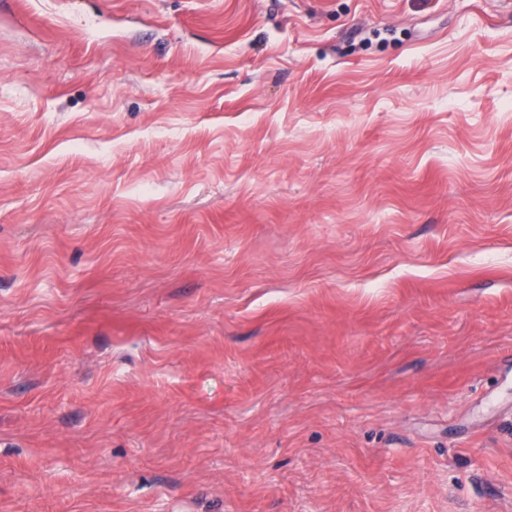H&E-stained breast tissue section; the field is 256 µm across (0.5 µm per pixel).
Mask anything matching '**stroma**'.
I'll return each instance as SVG.
<instances>
[{
    "label": "stroma",
    "instance_id": "stroma-1",
    "mask_svg": "<svg viewBox=\"0 0 512 512\" xmlns=\"http://www.w3.org/2000/svg\"><path fill=\"white\" fill-rule=\"evenodd\" d=\"M0 512H512V7L0 0Z\"/></svg>",
    "mask_w": 512,
    "mask_h": 512
}]
</instances>
